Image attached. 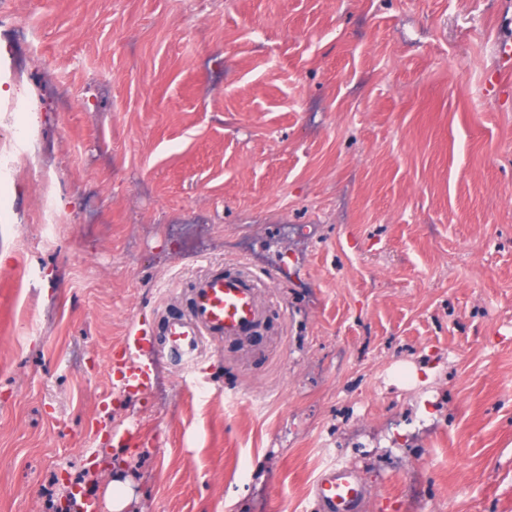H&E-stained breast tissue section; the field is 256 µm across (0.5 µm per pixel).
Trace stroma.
<instances>
[{"label": "stroma", "mask_w": 512, "mask_h": 512, "mask_svg": "<svg viewBox=\"0 0 512 512\" xmlns=\"http://www.w3.org/2000/svg\"><path fill=\"white\" fill-rule=\"evenodd\" d=\"M5 9L0 512H512V0ZM213 263L265 326L123 388ZM144 337L134 336L131 339L129 336L126 340L124 351L128 352L131 347L135 350L134 358H137V352L139 351L144 359L140 362L126 361L124 355L117 357L112 364V370L114 374L120 377V380L125 382L129 386L145 389L150 385L151 381V366L153 364L154 354L148 348L145 350ZM313 493L327 512H358L364 487L344 467H331L313 484Z\"/></svg>", "instance_id": "stroma-1"}]
</instances>
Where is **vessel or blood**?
I'll list each match as a JSON object with an SVG mask.
<instances>
[{
    "mask_svg": "<svg viewBox=\"0 0 512 512\" xmlns=\"http://www.w3.org/2000/svg\"><path fill=\"white\" fill-rule=\"evenodd\" d=\"M257 283L252 273L228 272L220 265L211 267L194 283L190 315L166 321L163 354L177 356L190 365L198 359L206 339L221 337L232 341L254 334L267 318L256 291ZM126 345L142 352V361L119 357L112 370L127 385L147 388L154 355L146 350L144 338L127 339ZM313 493L326 512H359L364 487L351 471L334 466L315 481Z\"/></svg>",
    "mask_w": 512,
    "mask_h": 512,
    "instance_id": "vessel-or-blood-1",
    "label": "vessel or blood"
}]
</instances>
